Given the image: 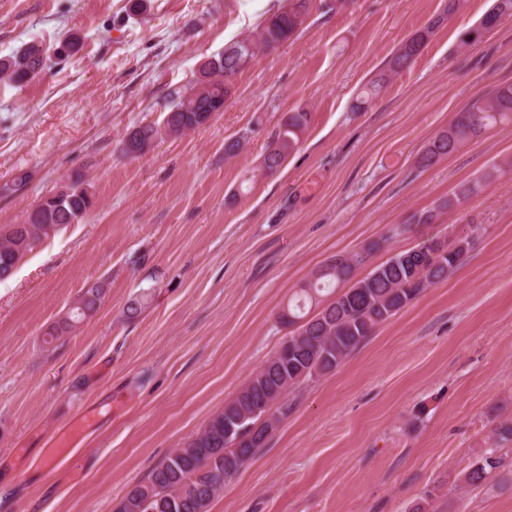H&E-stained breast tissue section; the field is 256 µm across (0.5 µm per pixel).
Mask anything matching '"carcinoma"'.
<instances>
[{"mask_svg": "<svg viewBox=\"0 0 512 512\" xmlns=\"http://www.w3.org/2000/svg\"><path fill=\"white\" fill-rule=\"evenodd\" d=\"M266 17L248 35L226 46L240 50L250 59L259 50H275L287 42L304 24L311 0H287ZM461 0H445L443 14L427 27L403 42L367 83L352 105L362 112L385 88L392 77L411 67L445 18L459 11ZM512 17V0H495L478 26L469 30L464 43L474 44L490 33L488 26L502 17ZM49 49L36 41L0 58V77L22 88L35 80L49 66ZM236 75L242 67L234 57L224 58L220 68L203 74L208 79L207 95L193 96L192 88L176 93L166 105L165 124L144 125L131 131L123 144V153L132 158L144 154L163 136H178L205 125L207 116L231 95L234 83L225 79L226 69ZM310 120L309 112L288 115L263 155L262 167L276 172L300 143V136ZM512 124V84L497 86L488 94L470 100L448 129L436 135L420 157L428 168L480 138L486 131ZM493 172L459 184L448 198L452 207L479 193L482 183ZM95 206V197L85 177L77 173L69 186L38 206V212L26 224H13L0 238V280L10 277L19 262L41 239L68 224L82 221ZM373 247L352 255H337L328 260L297 294L296 302L283 308L280 322L292 328L276 353L270 357L234 398L215 413L203 433L174 449L155 466L148 477L132 487L116 506V512H210L224 483L235 476L265 446L275 425L291 411L287 396L292 390L315 378L333 372L375 328L407 307L432 284L448 278L467 250L455 243H443L442 252L411 249L396 253L374 266L364 277L354 279L355 271L367 263ZM105 291L98 281L81 290L67 317L52 327L47 335L58 339L76 327L100 306ZM230 425L239 442H224V427ZM512 441V424L501 423L492 429L489 447L482 458L465 474L469 486L484 483L500 467L497 455L501 442Z\"/></svg>", "mask_w": 512, "mask_h": 512, "instance_id": "cac0c4a2", "label": "carcinoma"}]
</instances>
